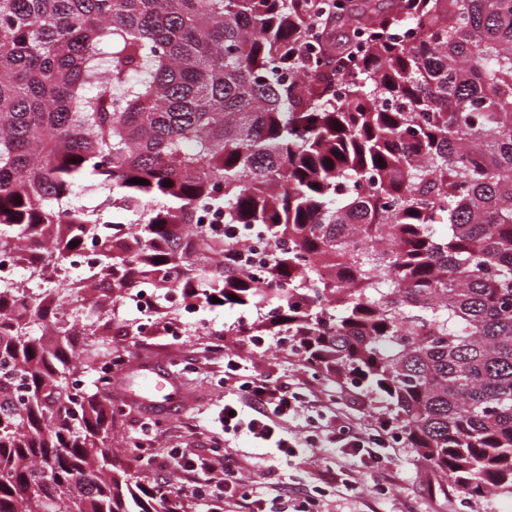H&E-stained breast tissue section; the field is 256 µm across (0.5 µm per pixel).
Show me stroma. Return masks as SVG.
Listing matches in <instances>:
<instances>
[{"mask_svg":"<svg viewBox=\"0 0 512 512\" xmlns=\"http://www.w3.org/2000/svg\"><path fill=\"white\" fill-rule=\"evenodd\" d=\"M116 330L108 338L109 350L122 347L132 359L156 363L179 379L184 396L178 407L161 411L134 405L123 396L128 369L112 371V385L103 391L117 410L112 422V448L117 461L138 485L151 487L169 463L175 448L200 454L211 451L212 438L219 431L216 418L224 405V360L211 353L216 332L260 324L252 309L215 307L198 310L187 335L173 337L161 325H153L135 335H123L121 328L140 317L135 306L116 304ZM242 353L255 372L271 380L288 383L291 390L307 394L309 403L290 430L298 438L313 437L315 444L293 457L278 455L275 449L258 447L246 431L227 434L225 449L244 467L245 479L267 471L271 480L266 497L291 500L310 494L321 496L325 512H512V494L487 495L473 502L465 500L453 484L440 479L421 461L414 449L396 439L393 431L383 437L377 469H367L358 458L339 448L322 447L330 416L347 418L354 433H370L388 412L384 398L368 388H357L323 374H313L292 350L277 347L260 351L243 347ZM152 424L158 436L152 449L154 461L144 467L131 443L144 424ZM361 485L349 491L344 480ZM386 494H379V487Z\"/></svg>","mask_w":512,"mask_h":512,"instance_id":"stroma-1","label":"stroma"}]
</instances>
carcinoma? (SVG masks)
Listing matches in <instances>:
<instances>
[{"label": "carcinoma", "instance_id": "1", "mask_svg": "<svg viewBox=\"0 0 512 512\" xmlns=\"http://www.w3.org/2000/svg\"><path fill=\"white\" fill-rule=\"evenodd\" d=\"M203 204L268 262L243 273ZM89 239L72 287L262 302L257 334L381 393L441 480L512 494V0H0V248L50 284ZM62 306L0 288V512H179L71 390L112 324Z\"/></svg>", "mask_w": 512, "mask_h": 512}]
</instances>
